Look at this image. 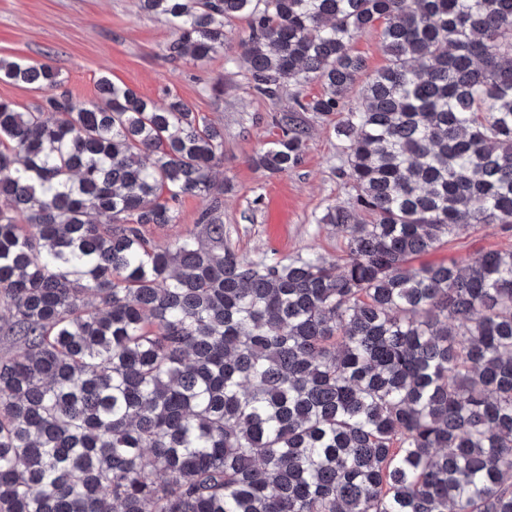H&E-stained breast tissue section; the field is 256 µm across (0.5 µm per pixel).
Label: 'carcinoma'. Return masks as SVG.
I'll return each mask as SVG.
<instances>
[{"instance_id": "obj_1", "label": "carcinoma", "mask_w": 512, "mask_h": 512, "mask_svg": "<svg viewBox=\"0 0 512 512\" xmlns=\"http://www.w3.org/2000/svg\"><path fill=\"white\" fill-rule=\"evenodd\" d=\"M139 7L171 60L238 53L270 99L322 82L252 163L288 172L296 113L342 114L352 203L321 222L344 255L225 244L224 129L181 98L103 75L87 107L1 58L44 97L0 99V512H512V250L417 263L512 225V0ZM186 196L208 241L149 238ZM381 27L377 24L355 39L352 44L353 52L361 56L365 62V70L356 80L348 93L347 102L354 104L367 86L369 75L383 67L386 57L382 50Z\"/></svg>"}]
</instances>
